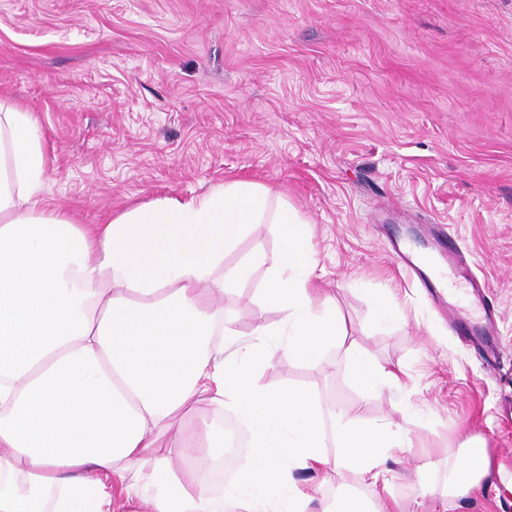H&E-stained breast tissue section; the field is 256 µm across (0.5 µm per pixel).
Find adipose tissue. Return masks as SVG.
Masks as SVG:
<instances>
[{
    "label": "adipose tissue",
    "instance_id": "adipose-tissue-1",
    "mask_svg": "<svg viewBox=\"0 0 512 512\" xmlns=\"http://www.w3.org/2000/svg\"><path fill=\"white\" fill-rule=\"evenodd\" d=\"M46 166L34 114L0 97V512H332L296 472L377 479L411 447L391 424L327 418L307 389L258 381L275 351L307 366L339 347L362 394L401 382L348 341L287 197L232 181L79 224L41 206ZM266 222L276 250L225 268ZM242 285L263 314L246 340L222 304ZM198 403L210 411L184 431L177 417ZM228 413L250 430V460L217 491ZM489 475L485 448L467 440L442 496L469 497Z\"/></svg>",
    "mask_w": 512,
    "mask_h": 512
}]
</instances>
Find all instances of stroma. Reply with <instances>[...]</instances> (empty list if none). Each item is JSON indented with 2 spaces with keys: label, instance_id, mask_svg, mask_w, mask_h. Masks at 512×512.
Masks as SVG:
<instances>
[{
  "label": "stroma",
  "instance_id": "obj_1",
  "mask_svg": "<svg viewBox=\"0 0 512 512\" xmlns=\"http://www.w3.org/2000/svg\"><path fill=\"white\" fill-rule=\"evenodd\" d=\"M0 94L38 120L43 207L79 223L234 180L288 196L349 339L403 376L362 396L332 348L311 368L276 355L260 383L411 430L386 475L403 512H434L469 436L492 474L447 512L512 506V0H0ZM395 243L456 250L485 282L489 309H465L494 312L495 368ZM388 292L406 320L383 328ZM424 464L436 495L413 488ZM296 478L336 510L377 500L356 472Z\"/></svg>",
  "mask_w": 512,
  "mask_h": 512
}]
</instances>
